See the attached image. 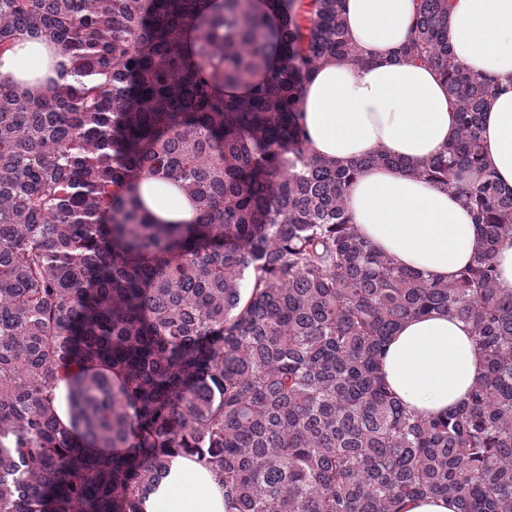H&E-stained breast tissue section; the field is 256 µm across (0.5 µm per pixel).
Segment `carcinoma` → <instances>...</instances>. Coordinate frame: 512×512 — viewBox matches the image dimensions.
Masks as SVG:
<instances>
[{"mask_svg": "<svg viewBox=\"0 0 512 512\" xmlns=\"http://www.w3.org/2000/svg\"><path fill=\"white\" fill-rule=\"evenodd\" d=\"M204 0H0V51L22 34L68 49L71 83L0 87V512H143L171 459L218 477L230 512H512V292L498 287L512 186L484 170L498 86L458 62L450 0H418L401 60L445 80L458 133L411 173L451 187L478 226L451 282L359 233L346 191L385 154L308 153L298 102L322 63H361L345 0H251L193 58ZM271 43L281 67L242 100ZM484 171L474 183L466 170ZM178 185L194 224H153L131 196ZM472 324L485 374L459 406L410 412L381 361L404 322ZM71 375V427L53 389ZM407 512H458V510L452 499L431 496L410 503Z\"/></svg>", "mask_w": 512, "mask_h": 512, "instance_id": "obj_1", "label": "carcinoma"}]
</instances>
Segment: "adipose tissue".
Listing matches in <instances>:
<instances>
[{"mask_svg":"<svg viewBox=\"0 0 512 512\" xmlns=\"http://www.w3.org/2000/svg\"><path fill=\"white\" fill-rule=\"evenodd\" d=\"M448 40L473 74L495 78L481 132L485 170L512 185V0H451ZM417 0H346L348 35L362 63L320 65L305 84L301 121L314 156L340 161L382 152L393 162L359 175L346 206L375 248L427 278L452 281L477 244L470 211L454 190L410 174L456 136L455 112L439 72L398 61L394 50L412 32ZM70 56L30 36L0 54V85L31 95L68 81ZM136 194L155 224H191L194 202L178 186L142 180ZM383 372L408 409L435 415L462 402L484 373L469 323L432 314L404 324L387 346ZM144 512H227L224 491L190 457L172 460Z\"/></svg>","mask_w":512,"mask_h":512,"instance_id":"obj_1","label":"adipose tissue"}]
</instances>
